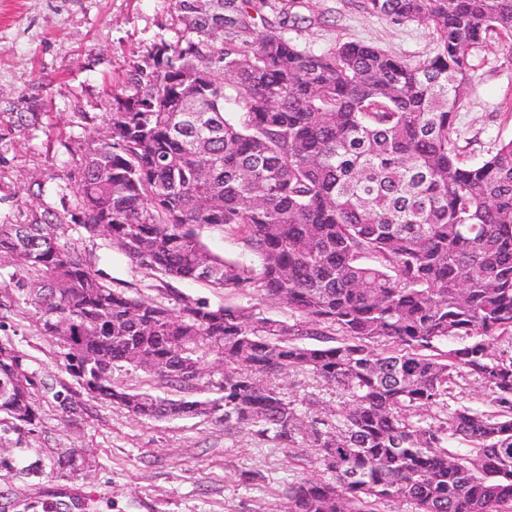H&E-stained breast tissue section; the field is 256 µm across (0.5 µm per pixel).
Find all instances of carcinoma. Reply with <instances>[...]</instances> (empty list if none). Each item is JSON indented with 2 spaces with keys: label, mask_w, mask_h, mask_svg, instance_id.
<instances>
[{
  "label": "carcinoma",
  "mask_w": 512,
  "mask_h": 512,
  "mask_svg": "<svg viewBox=\"0 0 512 512\" xmlns=\"http://www.w3.org/2000/svg\"><path fill=\"white\" fill-rule=\"evenodd\" d=\"M206 2L174 0L176 38L133 64L100 150L36 183L71 206L0 224L7 287L92 397L311 449L330 478L288 484L285 512H512V354L497 349L512 345V138L469 164L453 138L471 52L512 39V0H361L428 24L424 59L301 46L288 31L315 23L297 12L307 0H219L218 15ZM78 227L153 276L253 291L292 320L132 296L95 269ZM204 227L239 237L243 257L212 253ZM221 361L223 375L207 372ZM125 368L220 397L131 390L112 379ZM290 371L334 388L336 410L309 398L299 413L274 384ZM461 380L489 410L448 411ZM0 414L38 418L23 355L3 343Z\"/></svg>",
  "instance_id": "obj_1"
}]
</instances>
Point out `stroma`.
I'll return each mask as SVG.
<instances>
[{
	"label": "stroma",
	"mask_w": 512,
	"mask_h": 512,
	"mask_svg": "<svg viewBox=\"0 0 512 512\" xmlns=\"http://www.w3.org/2000/svg\"><path fill=\"white\" fill-rule=\"evenodd\" d=\"M316 22L295 40L326 50L372 43L422 59L434 47L428 24L395 25L358 0H309ZM171 0H0V223L40 206L37 181L66 174L112 110L133 63L173 40ZM472 82L455 138L466 161L512 138V54L497 38L471 53ZM79 247L113 287L142 297L163 284L103 239ZM176 293L290 319L287 305L251 292L224 294L174 283ZM26 356L40 410L34 425L0 420V512H279L290 482L320 478L315 460L289 457L208 418L138 421L91 398L59 364V347L39 335L28 308L0 310V343ZM57 468L58 474L45 472ZM260 472L251 481L247 472Z\"/></svg>",
	"instance_id": "obj_1"
}]
</instances>
